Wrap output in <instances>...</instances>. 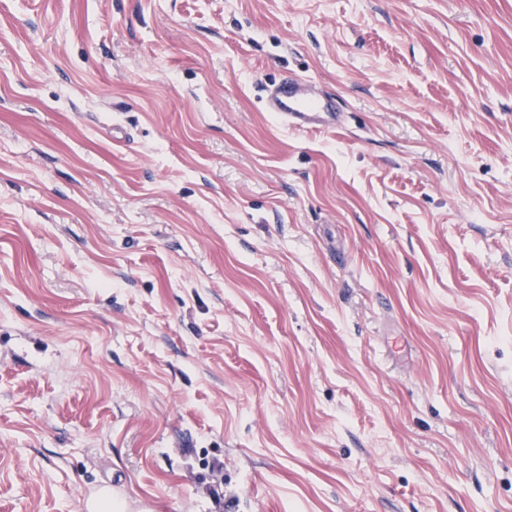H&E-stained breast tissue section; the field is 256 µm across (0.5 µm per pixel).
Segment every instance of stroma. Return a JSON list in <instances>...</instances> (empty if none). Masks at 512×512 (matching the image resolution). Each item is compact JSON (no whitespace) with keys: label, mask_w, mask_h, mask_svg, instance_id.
Instances as JSON below:
<instances>
[{"label":"stroma","mask_w":512,"mask_h":512,"mask_svg":"<svg viewBox=\"0 0 512 512\" xmlns=\"http://www.w3.org/2000/svg\"><path fill=\"white\" fill-rule=\"evenodd\" d=\"M85 486L512 512V0H0V512ZM265 109L294 130L333 131L343 125V114L330 95L313 97L304 82L283 76L267 90Z\"/></svg>","instance_id":"obj_1"}]
</instances>
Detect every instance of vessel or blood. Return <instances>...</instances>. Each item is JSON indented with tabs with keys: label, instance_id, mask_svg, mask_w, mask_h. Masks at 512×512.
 I'll list each match as a JSON object with an SVG mask.
<instances>
[{
	"label": "vessel or blood",
	"instance_id": "1",
	"mask_svg": "<svg viewBox=\"0 0 512 512\" xmlns=\"http://www.w3.org/2000/svg\"><path fill=\"white\" fill-rule=\"evenodd\" d=\"M265 109L294 130L333 131L343 124V114L333 97L311 96L304 82L288 75L269 88Z\"/></svg>",
	"mask_w": 512,
	"mask_h": 512
}]
</instances>
